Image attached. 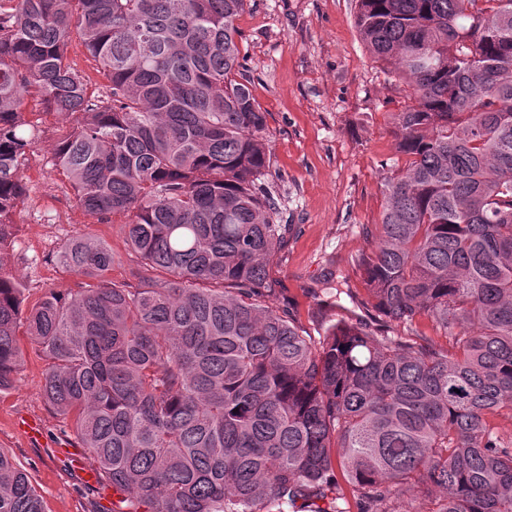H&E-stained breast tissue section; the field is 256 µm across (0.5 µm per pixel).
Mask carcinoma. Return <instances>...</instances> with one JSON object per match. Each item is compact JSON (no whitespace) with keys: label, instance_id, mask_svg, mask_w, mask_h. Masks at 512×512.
<instances>
[{"label":"carcinoma","instance_id":"carcinoma-1","mask_svg":"<svg viewBox=\"0 0 512 512\" xmlns=\"http://www.w3.org/2000/svg\"><path fill=\"white\" fill-rule=\"evenodd\" d=\"M247 0H0V391L20 325L46 405L112 484V512H512V0H357L368 51L412 104L392 115L367 304L449 338L437 351L341 314L315 338L269 277L293 227L264 179L266 113L241 63ZM106 85L89 92L73 40ZM71 118L55 166L85 212L125 217L136 285L76 237L60 259L92 288L23 310L7 269L23 104ZM352 489L347 497L335 472ZM0 512H44L0 450Z\"/></svg>","mask_w":512,"mask_h":512}]
</instances>
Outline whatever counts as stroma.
Returning <instances> with one entry per match:
<instances>
[{"label":"stroma","mask_w":512,"mask_h":512,"mask_svg":"<svg viewBox=\"0 0 512 512\" xmlns=\"http://www.w3.org/2000/svg\"><path fill=\"white\" fill-rule=\"evenodd\" d=\"M355 0H247L237 19L244 76L266 114L273 166L267 180L279 221L295 232L272 267L278 301L298 325L318 335L319 303L363 299L356 259L376 245L383 177L396 155L390 116L409 103L405 86L389 81L366 51L354 23ZM23 109L40 135L22 170L27 193L14 221L7 264L25 283L24 305L78 287L60 260L65 243L90 235L108 243L113 282L129 281L137 258L125 242L123 219L87 214L53 166L62 116L42 113L33 99ZM23 365L13 387L0 393V450L24 470L44 512H97L111 507L112 489L84 484L93 467L69 420L42 395L45 360L19 330ZM40 422L29 439L23 419Z\"/></svg>","instance_id":"stroma-1"}]
</instances>
